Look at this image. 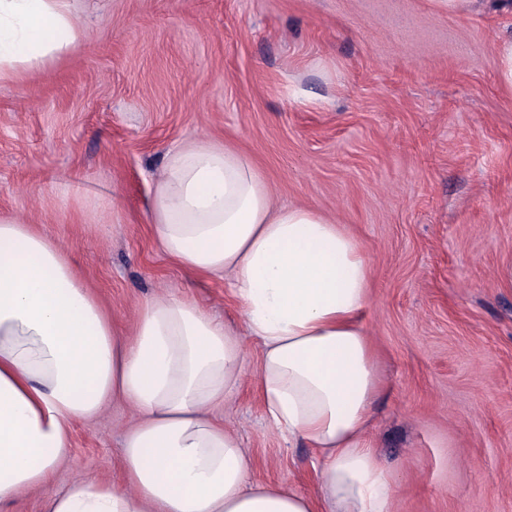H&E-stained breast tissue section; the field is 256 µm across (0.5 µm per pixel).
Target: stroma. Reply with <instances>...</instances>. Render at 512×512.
Masks as SVG:
<instances>
[{"label":"stroma","instance_id":"obj_1","mask_svg":"<svg viewBox=\"0 0 512 512\" xmlns=\"http://www.w3.org/2000/svg\"><path fill=\"white\" fill-rule=\"evenodd\" d=\"M86 42L0 84V215L69 253L113 320L188 296L243 320L223 276L156 246L153 181L177 142L252 157L278 202L309 206L365 246L364 315L384 390L367 437L394 512H512V89L497 46L512 0L448 13L434 0H77ZM215 415L248 481L314 493L317 449L268 424L259 348ZM132 413L75 420L54 488L123 481Z\"/></svg>","mask_w":512,"mask_h":512}]
</instances>
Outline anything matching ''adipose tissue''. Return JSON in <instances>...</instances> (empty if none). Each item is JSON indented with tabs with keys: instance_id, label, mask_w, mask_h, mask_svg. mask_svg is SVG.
Instances as JSON below:
<instances>
[{
	"instance_id": "obj_1",
	"label": "adipose tissue",
	"mask_w": 512,
	"mask_h": 512,
	"mask_svg": "<svg viewBox=\"0 0 512 512\" xmlns=\"http://www.w3.org/2000/svg\"><path fill=\"white\" fill-rule=\"evenodd\" d=\"M85 37L74 0H0V82ZM147 222L175 265L229 274L243 330L161 295L119 333L53 238L0 216V504L48 490L72 422L121 402L134 412L123 486L48 490L47 512H392L397 485L366 438L380 380L360 240L315 209L277 205L252 159L212 139L169 150ZM247 337L271 426L319 451L316 495L247 487L251 460L214 416L242 378Z\"/></svg>"
}]
</instances>
